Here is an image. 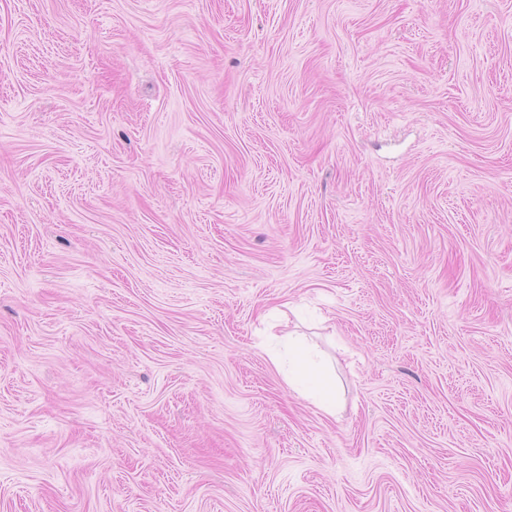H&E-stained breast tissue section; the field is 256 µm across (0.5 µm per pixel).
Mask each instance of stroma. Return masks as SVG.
<instances>
[{
    "label": "stroma",
    "mask_w": 512,
    "mask_h": 512,
    "mask_svg": "<svg viewBox=\"0 0 512 512\" xmlns=\"http://www.w3.org/2000/svg\"><path fill=\"white\" fill-rule=\"evenodd\" d=\"M0 512H512V0H0ZM297 350L288 345V386L306 398L324 413L332 416L336 413V389L308 380L306 365L297 361Z\"/></svg>",
    "instance_id": "obj_1"
}]
</instances>
